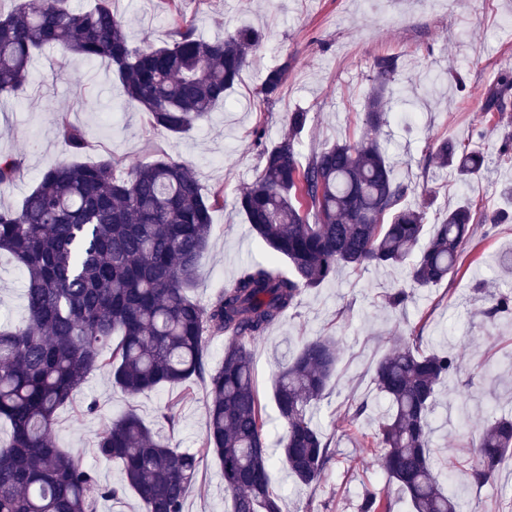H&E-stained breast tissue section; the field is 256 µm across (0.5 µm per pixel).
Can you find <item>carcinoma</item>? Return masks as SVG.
<instances>
[{
    "instance_id": "1",
    "label": "carcinoma",
    "mask_w": 512,
    "mask_h": 512,
    "mask_svg": "<svg viewBox=\"0 0 512 512\" xmlns=\"http://www.w3.org/2000/svg\"><path fill=\"white\" fill-rule=\"evenodd\" d=\"M262 33L238 28L222 40L176 27L170 42L133 47L112 0L85 11L69 0H14L0 13V92L27 86L34 55L47 47L104 58L117 66L126 100L150 126L182 134L208 118L240 79ZM398 69L380 57L365 107L363 135L336 142L299 161L308 113L290 114L288 133L263 143L256 132L260 172L237 206L273 252L245 266L206 307L190 296L208 245L211 213L223 191H202L186 164L160 158L126 176L112 159L81 165L62 161L42 173L20 207H0V253H10L26 280L27 316L0 324V512H95L102 497L133 493L141 512H184L198 468L197 454L171 448L131 409L96 434L97 455L120 466L124 483L97 485L93 469L58 448L52 431L59 411L87 376L109 370L129 396L198 382L206 390L201 447L220 460L231 512H282L271 472L280 462L304 485L317 483L334 456V436L313 421L339 357L337 341L316 336L280 367L274 381L283 432L276 445L257 396L251 340L281 321L305 290L328 282L339 267H404L417 287L443 281L458 268L471 238L474 209L464 202L432 229L423 208L403 205L412 192L398 180L377 132L387 123ZM288 63L268 69L256 88L274 99ZM512 76L502 75L484 110L502 112ZM57 135L70 152L86 145L85 131L62 114ZM428 165L462 182L484 171V157L446 137L429 138ZM20 160L0 156V184L16 179ZM286 260L282 267L280 260ZM512 311V289L490 295L491 319ZM224 337V358L206 369L207 343ZM420 337L401 340L375 366L376 392L388 402L373 436L389 481L414 512H460L447 483L434 472L428 417L442 385L460 373L457 356L424 353ZM512 451V416L479 430L467 460L475 483L493 480ZM359 512H391L371 491Z\"/></svg>"
}]
</instances>
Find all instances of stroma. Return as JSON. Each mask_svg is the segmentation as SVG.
Here are the masks:
<instances>
[{"label":"stroma","instance_id":"35a3bbf8","mask_svg":"<svg viewBox=\"0 0 512 512\" xmlns=\"http://www.w3.org/2000/svg\"><path fill=\"white\" fill-rule=\"evenodd\" d=\"M132 45L169 42L176 15L192 21L207 39L224 37L242 26L266 38L240 81L210 119L191 131L173 135L152 130L143 112L126 106L115 68L108 60L81 57L62 61L56 48L33 62L25 92L0 95V154L20 158L13 183L0 186V202L18 206L43 171L66 156L56 134L61 114L82 127L87 148L77 155L91 164L109 157L118 171L161 157L183 162L197 174L204 191L223 190L224 204L212 212L207 249L199 260L193 292L201 305L230 284L251 261L268 258L266 244L254 234L235 206L238 193L259 173L256 135L274 144L288 131L290 113L308 114L300 136V155L335 141L356 140L363 132V105L378 57L394 55L399 67L392 85L387 125L378 138L398 180L415 192L407 203L425 206L428 222L465 201L478 208L512 213V197L502 186L512 181V159L500 158L501 139L512 134V101L503 114L481 106L500 75H512V0H112ZM287 64L288 78L275 99L259 101L254 92L265 71ZM485 127L484 137L475 130ZM446 136L483 152L488 165L481 178L460 183L444 170H427L429 136ZM512 250V222L488 229L479 225L462 264L448 279L410 287L404 269H339L335 279L300 296L296 307L251 344L256 387L268 421L270 439L282 427L273 400V380L285 358L303 340L332 336L340 359L325 398L313 417L332 433L335 456L317 484L305 486L283 467L272 471V484L283 499V512H358L363 490L391 503V512H412L409 500L382 470L372 446L386 408L371 383L376 361L407 329L422 330L423 349L445 348L459 355L463 369L443 388L431 416L430 448L436 472L448 482L465 512H512V454H505L496 479L475 485L464 466L449 468L472 446L474 431L495 416L512 411V316L484 317L475 287L512 286V273L498 265ZM24 277L9 258H0V319L21 321ZM412 296L399 308L382 297L397 288ZM372 401L370 415L353 420L351 403ZM176 401L178 424L168 427L160 409ZM95 411H88V404ZM206 392L167 386L137 397L113 386L106 370L86 378L73 401L61 409L52 436L95 470L100 484L118 485V465L100 460L95 436L113 418L133 410L173 448L199 455L196 483L185 512H229L219 460L201 451Z\"/></svg>","mask_w":512,"mask_h":512}]
</instances>
